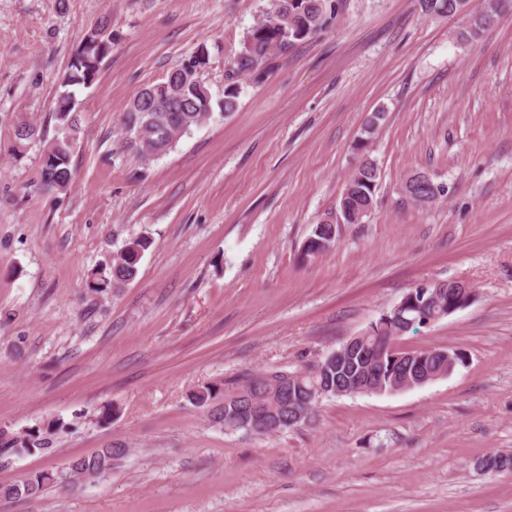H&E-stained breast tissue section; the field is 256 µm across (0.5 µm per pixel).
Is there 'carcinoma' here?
<instances>
[{
    "label": "carcinoma",
    "mask_w": 512,
    "mask_h": 512,
    "mask_svg": "<svg viewBox=\"0 0 512 512\" xmlns=\"http://www.w3.org/2000/svg\"><path fill=\"white\" fill-rule=\"evenodd\" d=\"M418 5L426 15H464L465 22L456 40L468 45L477 41L512 3L485 0L482 9L470 12L459 0H418ZM338 11L339 3L332 0H269L263 18L248 29L241 50L226 65L228 84L224 87L222 110L232 112L237 106L239 88L235 79L265 77L273 69L279 52L320 35L333 25ZM108 30V22L100 20L87 32L60 79L63 91L57 98L55 117L64 136L43 150L40 186L46 193L64 192L72 182L70 154L81 122L74 88L89 87L97 80L104 59L112 51V34ZM208 64L209 54L201 47L160 82L142 89L120 119L124 147L141 159L158 158L171 152L193 129L206 124L212 117V95L200 73ZM380 177V169L373 160L366 158L360 162L346 181L336 217L324 215L318 220L305 242L303 258L315 259L329 252L336 244V225L362 223L374 207ZM403 186L411 200L416 196L439 200L448 194L446 184L419 170L409 173ZM149 246L146 237L125 243L91 271L88 289L101 293L131 282ZM461 297L458 285L446 281L416 287L404 295L406 305L401 311L389 310L381 328L372 327L360 335L369 346L378 336L389 337L383 362L375 365L377 393L397 390L407 376L446 374L448 364H465V355L457 349L401 350L393 344L395 339L447 317L448 310L460 303ZM364 371V362L357 353L346 354L343 360L331 363L323 357L291 370L268 367L247 373L237 380L236 387L227 391L222 382L197 385L189 390L187 398L196 407L210 409L212 421L226 430L267 435V427L273 423L281 433L315 421L319 403L311 399V392L321 390L324 397L333 398L336 391L347 389ZM67 430L68 424L61 418L44 420L18 433L1 430L0 459L47 451ZM124 452L123 448H102L75 459L65 473L42 471L16 483L0 485V498H35L50 483L102 475L112 469V460Z\"/></svg>",
    "instance_id": "obj_1"
}]
</instances>
